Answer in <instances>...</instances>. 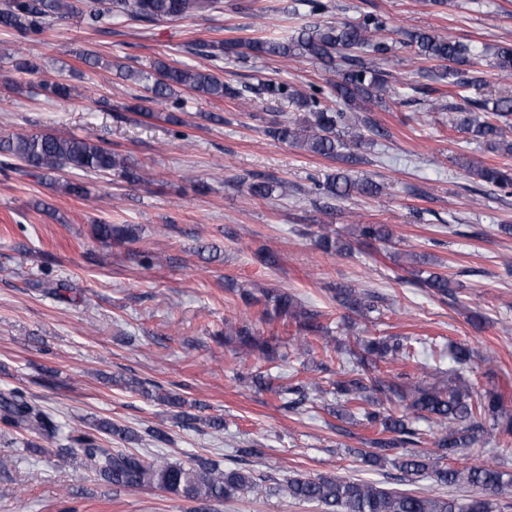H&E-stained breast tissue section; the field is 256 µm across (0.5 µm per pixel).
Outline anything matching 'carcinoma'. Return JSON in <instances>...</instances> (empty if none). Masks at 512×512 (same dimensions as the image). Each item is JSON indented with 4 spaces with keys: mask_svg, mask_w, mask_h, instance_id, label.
<instances>
[{
    "mask_svg": "<svg viewBox=\"0 0 512 512\" xmlns=\"http://www.w3.org/2000/svg\"><path fill=\"white\" fill-rule=\"evenodd\" d=\"M94 3V7L84 11L75 0H0V27L23 34H38L54 19L77 18L90 27L101 28L115 15L153 24L211 12L217 9L219 0H94ZM386 29L384 19L366 13L354 21L310 24L284 39L244 38L203 45L202 54L215 61L223 60L226 53L314 60L325 69L336 72L331 94L348 106L347 112L328 108L323 103L324 89L314 85L303 90L285 82L260 80L255 86L239 88L224 82L215 69L174 66L160 60L147 75L123 65L117 66L121 77L143 83L147 95L138 97L139 104L119 106L116 111L161 117L171 124L181 125L180 118L170 112L164 115L155 107L169 105L175 110L183 109L182 90H190L208 100L239 98L248 92L305 113L295 120L271 122L266 127V134L272 139L314 155L338 158L347 165L360 163L362 158L339 152L344 147V133H349L359 147L370 143L373 135L386 136L385 130L365 116V112L369 111V106H381L388 100L394 104L402 102L390 74L377 62V57L387 54L391 46L384 40L372 41L373 34ZM405 36L407 44L416 48V56L421 61L437 63V78L460 90L474 83L473 79L465 78V74L478 64L476 48L453 37L445 38L426 31L407 32ZM368 47L376 58L366 59L361 55ZM494 56L495 67L505 77H512V44L497 46ZM3 57L9 59L19 73L33 74L38 70L19 48ZM40 87L48 97L67 99L72 96L73 88L65 82L42 83ZM456 97L462 103L451 101L447 106L450 128L512 157V139L505 132L512 117V93L478 99L458 92ZM0 154L19 161L40 175L69 169L84 173H115L129 183L152 180L150 171L131 157L76 136L42 131L17 133L0 139ZM463 167L471 176L504 194L512 193V172L474 160L465 161ZM278 187L284 191L288 189L284 183L274 185L264 180L253 181L247 185V194L265 199ZM379 190L375 182L358 180L349 170L326 175L317 188L320 194L340 200L354 192L374 195ZM94 234L103 240L113 237L120 242H134L138 238V225L114 228L110 224H97ZM314 235L319 248L326 253L351 249L350 244L336 236V230L330 224L318 225ZM390 238V230L384 224L358 225L357 241L362 244L387 242ZM418 286L441 299L454 296L456 288L450 277L433 271L419 279ZM239 298L247 307H258L261 322L294 324L293 345L297 353L313 352L308 336L323 332L319 314L303 308L292 295L276 288H264L258 296L242 290ZM335 299L340 307L353 315L363 317L375 310L372 296L357 288L340 287L336 289ZM228 341L237 344L238 355L244 359L255 353L269 360L276 357L273 342L277 338L257 336L247 325L236 329ZM413 357L414 352L408 344L396 336L355 337L353 345L345 350L344 356L336 357V362L340 365L355 363L363 370L344 372L336 379L334 394L344 403L336 414L342 417L353 408L362 424L376 432L377 437L370 441L372 450L360 453L367 466L377 468L389 462L406 475L428 477L439 485L476 487L481 490V496L459 501L387 490L371 481L304 473L288 477L285 482L275 485L274 491L293 501L315 503L322 512H494V498L512 491L511 474L491 464L442 467L434 461L433 455L453 459L461 449L471 448L478 442L492 443L505 450L511 448L512 414L505 408L503 395L495 390L483 393L475 390L473 383L460 372L448 375V383L443 386L420 387L402 381L401 374L394 376L382 370L383 365L395 359ZM256 383L292 410L314 401L312 393L320 392L316 385L303 381L275 385L258 377ZM126 385L170 405L180 407L183 404L178 395L171 392L154 394L138 379H130ZM399 403L406 404V412L401 415L393 413L391 408ZM420 418L429 420L436 427L433 453L426 448H417L423 440L413 420ZM0 423L35 434L41 441L40 450L59 445L60 429L53 416L18 388L0 393ZM103 435L120 445L140 439V435L128 427L101 421L90 426L88 431L78 427L72 429L66 436L67 447L87 470L114 486L131 490L158 487L196 502H224L245 493L266 492V479L245 467L222 469L202 458L190 463L171 462L163 457L147 459L119 447L104 445Z\"/></svg>",
    "mask_w": 512,
    "mask_h": 512,
    "instance_id": "cac0c4a2",
    "label": "carcinoma"
}]
</instances>
